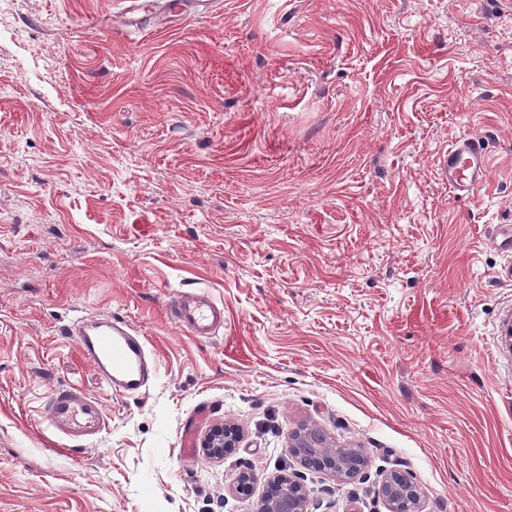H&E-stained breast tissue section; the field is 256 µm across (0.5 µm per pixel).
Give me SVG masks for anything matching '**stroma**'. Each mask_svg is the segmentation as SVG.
Segmentation results:
<instances>
[{"mask_svg": "<svg viewBox=\"0 0 512 512\" xmlns=\"http://www.w3.org/2000/svg\"><path fill=\"white\" fill-rule=\"evenodd\" d=\"M126 6L0 0V512H254L297 470L309 512H388L394 469L423 512H512V0H217L166 31ZM464 134L488 172L460 199ZM197 290L216 337L170 314ZM94 314L147 336L145 394L81 358ZM66 385L108 415L79 453L46 421ZM224 421L233 454L184 456ZM303 425L368 466L302 468ZM487 164L486 148L479 137L464 136L448 147L443 160V172L448 183L461 198L472 195L484 184Z\"/></svg>", "mask_w": 512, "mask_h": 512, "instance_id": "1", "label": "stroma"}]
</instances>
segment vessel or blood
I'll return each mask as SVG.
<instances>
[{
    "label": "vessel or blood",
    "mask_w": 512,
    "mask_h": 512,
    "mask_svg": "<svg viewBox=\"0 0 512 512\" xmlns=\"http://www.w3.org/2000/svg\"><path fill=\"white\" fill-rule=\"evenodd\" d=\"M487 164L483 140L464 136L449 146L443 171L463 198L484 184ZM175 317L192 335L208 337L224 325V306L206 292L181 296ZM73 334L81 357L89 362L106 389L121 397L138 396L156 378L159 364L146 337L123 319L93 317L79 321ZM47 421L61 439L97 438L107 426L101 399L77 386L57 388L47 403Z\"/></svg>",
    "instance_id": "obj_1"
}]
</instances>
